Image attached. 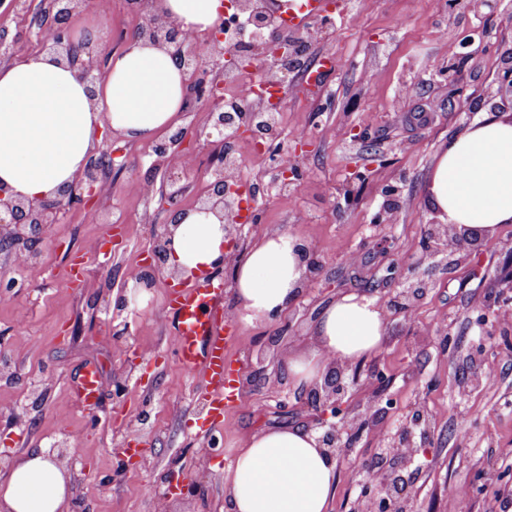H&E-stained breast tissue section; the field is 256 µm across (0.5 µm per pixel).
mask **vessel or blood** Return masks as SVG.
Segmentation results:
<instances>
[{
    "mask_svg": "<svg viewBox=\"0 0 512 512\" xmlns=\"http://www.w3.org/2000/svg\"><path fill=\"white\" fill-rule=\"evenodd\" d=\"M223 298V282L206 272L195 282L172 290L168 299L179 362L184 370L201 373L205 382L208 411L204 426L208 429L227 423L239 405L240 373L228 357L237 329L234 320L223 315ZM71 389L87 408H94L99 394L97 368L85 366Z\"/></svg>",
    "mask_w": 512,
    "mask_h": 512,
    "instance_id": "obj_1",
    "label": "vessel or blood"
}]
</instances>
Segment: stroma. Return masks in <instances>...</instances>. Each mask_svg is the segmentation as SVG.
Segmentation results:
<instances>
[{
    "mask_svg": "<svg viewBox=\"0 0 512 512\" xmlns=\"http://www.w3.org/2000/svg\"><path fill=\"white\" fill-rule=\"evenodd\" d=\"M42 0L24 8H0V28L14 39L5 60L40 51L35 17ZM407 18L397 28L398 18ZM142 19L125 0H87L66 21L72 39L87 25L103 33L101 59L119 49ZM512 46V0L497 11L441 10L437 0H356L318 35L311 53L337 61L329 77L335 107L291 88L279 114L283 145L300 132L311 140L303 176L287 191L271 190L258 223L243 226L233 258L218 267L224 281V312L235 315L234 273L265 234L289 230L320 267L297 303L274 319L238 321L233 350L241 370L238 410L218 433V447L202 456L208 434L197 430L206 413L197 394L203 382L185 372L171 341L167 294L173 279L157 278L130 314L131 333H113L108 314L117 296L143 271L155 233L166 224L159 192L167 169H152L149 143L118 134L98 146L114 157L103 187L88 206L62 211L48 227L37 261L21 249L0 250V275L19 288L0 293V482L23 453L66 444L72 459L71 512H225L224 467L246 438L277 426L308 425L318 415L314 393H296L286 363L308 345L311 328L326 306L347 293L388 299L396 294L385 268L405 269L422 255L427 228L437 214L425 186L434 158L471 117L491 110L484 101L498 88L502 49ZM448 69L447 77L433 73ZM463 96L449 99V83ZM222 146L184 143L176 171L190 208L203 196ZM398 187L394 223L377 226L384 188ZM112 242V256L96 252ZM512 277V224L450 256L447 269L429 278L424 298L408 311L388 313L387 338L373 356L346 366V398L355 423L350 448L336 459V488L329 512H351L360 483L370 477L378 439L390 435L413 411L424 414L429 435L409 467L406 512H512V328L498 320L478 324L479 306L499 307V287ZM88 364L97 366L100 391L86 411L71 382ZM54 384L30 392L39 369ZM126 376L123 404L112 400V379ZM143 424H134L140 411ZM23 426H15L14 415ZM466 415L467 435L457 419ZM138 440L142 457L115 472L124 439ZM183 465L199 486L185 498L158 489L171 463Z\"/></svg>",
    "mask_w": 512,
    "mask_h": 512,
    "instance_id": "35a3bbf8",
    "label": "stroma"
}]
</instances>
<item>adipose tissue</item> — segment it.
Segmentation results:
<instances>
[{
  "label": "adipose tissue",
  "mask_w": 512,
  "mask_h": 512,
  "mask_svg": "<svg viewBox=\"0 0 512 512\" xmlns=\"http://www.w3.org/2000/svg\"><path fill=\"white\" fill-rule=\"evenodd\" d=\"M154 8L184 31L205 36L225 4L155 0ZM186 80L169 49L141 40L110 54L106 78L92 94L76 69L46 52L0 66V188L19 198L55 196L80 172L102 125L131 142L183 126ZM427 192L441 219L473 238L512 224V115L477 120L449 139ZM225 243L213 214L187 210L169 266L185 277L211 268ZM302 244L297 234L278 232L250 249L233 284L243 320L261 321L294 305L306 281ZM386 334L378 297L340 296L318 318L313 346L289 358L288 377L296 389H312L333 362L374 355ZM335 488V461L319 448L315 432L298 425L249 435L224 469L226 512H328ZM69 498L64 472L44 452L32 451L17 458L0 487V512H68Z\"/></svg>",
  "instance_id": "adipose-tissue-1"
}]
</instances>
